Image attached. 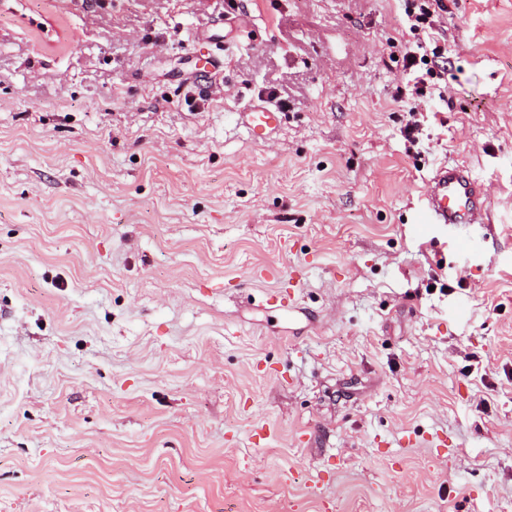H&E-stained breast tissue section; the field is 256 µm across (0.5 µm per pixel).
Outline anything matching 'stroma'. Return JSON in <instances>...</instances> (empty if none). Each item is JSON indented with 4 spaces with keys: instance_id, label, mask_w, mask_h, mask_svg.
Returning a JSON list of instances; mask_svg holds the SVG:
<instances>
[{
    "instance_id": "35a3bbf8",
    "label": "stroma",
    "mask_w": 512,
    "mask_h": 512,
    "mask_svg": "<svg viewBox=\"0 0 512 512\" xmlns=\"http://www.w3.org/2000/svg\"><path fill=\"white\" fill-rule=\"evenodd\" d=\"M445 3L412 142L403 0H0V512H512V0ZM238 121L253 140L264 141L280 124V112L262 104H253L238 113ZM487 198L480 196L468 168L460 164L442 165L428 182V191L421 210V224L485 223Z\"/></svg>"
}]
</instances>
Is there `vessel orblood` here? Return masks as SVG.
<instances>
[{"label": "vessel or blood", "mask_w": 512, "mask_h": 512, "mask_svg": "<svg viewBox=\"0 0 512 512\" xmlns=\"http://www.w3.org/2000/svg\"><path fill=\"white\" fill-rule=\"evenodd\" d=\"M238 121L253 140L263 141L279 125L280 114L268 106L254 104L239 113ZM487 208L488 201L480 195L467 167L446 164L437 168L428 182L421 221L451 227L479 224Z\"/></svg>", "instance_id": "1"}]
</instances>
